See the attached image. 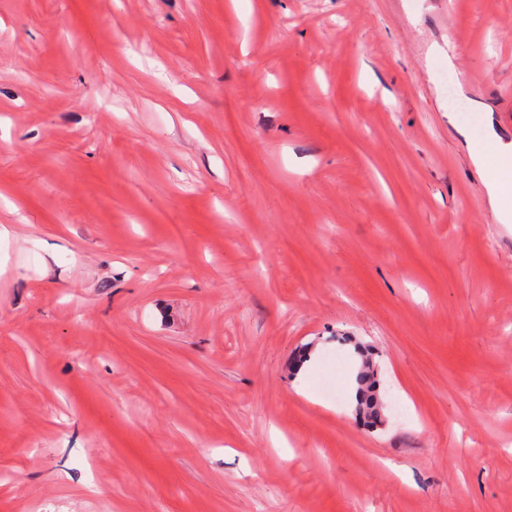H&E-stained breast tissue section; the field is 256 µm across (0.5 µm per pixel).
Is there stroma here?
<instances>
[{
  "instance_id": "stroma-1",
  "label": "stroma",
  "mask_w": 512,
  "mask_h": 512,
  "mask_svg": "<svg viewBox=\"0 0 512 512\" xmlns=\"http://www.w3.org/2000/svg\"><path fill=\"white\" fill-rule=\"evenodd\" d=\"M490 127L512 0H0V512H512ZM359 380L362 383L365 382L363 386L366 385V388H363L362 390V397L359 398L357 409L365 410V416L368 417L372 423H377L380 408L377 398L373 396L374 393L369 391V389L376 388V383H374V376L372 377L370 374H368V372H362Z\"/></svg>"
}]
</instances>
